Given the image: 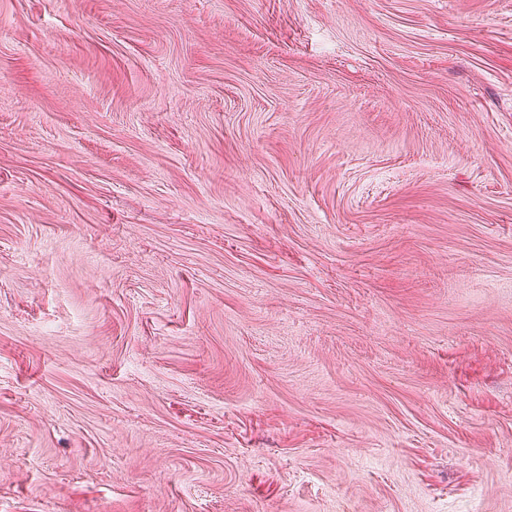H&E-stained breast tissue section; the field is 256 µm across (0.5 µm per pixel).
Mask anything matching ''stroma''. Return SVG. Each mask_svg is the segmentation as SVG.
Instances as JSON below:
<instances>
[{
	"mask_svg": "<svg viewBox=\"0 0 512 512\" xmlns=\"http://www.w3.org/2000/svg\"><path fill=\"white\" fill-rule=\"evenodd\" d=\"M0 512H512V0H0Z\"/></svg>",
	"mask_w": 512,
	"mask_h": 512,
	"instance_id": "obj_1",
	"label": "stroma"
}]
</instances>
